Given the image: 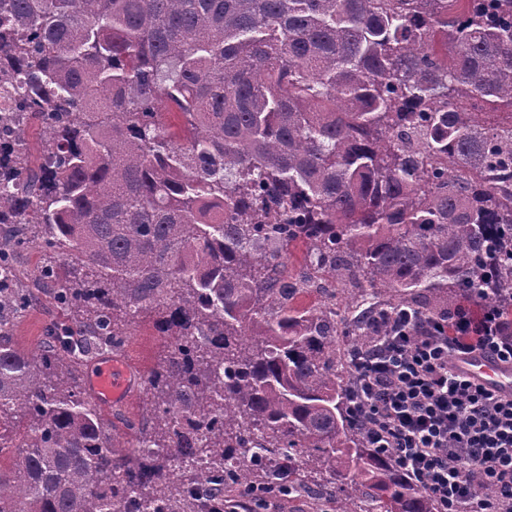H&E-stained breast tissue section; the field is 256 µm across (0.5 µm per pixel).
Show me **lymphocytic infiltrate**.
Instances as JSON below:
<instances>
[{
    "mask_svg": "<svg viewBox=\"0 0 512 512\" xmlns=\"http://www.w3.org/2000/svg\"><path fill=\"white\" fill-rule=\"evenodd\" d=\"M473 351L512 361V321L498 308L432 322L402 311L356 366L355 414L370 423L369 447L393 451L438 512H512V399L455 373L453 357ZM474 471L493 498L477 493Z\"/></svg>",
    "mask_w": 512,
    "mask_h": 512,
    "instance_id": "obj_1",
    "label": "lymphocytic infiltrate"
}]
</instances>
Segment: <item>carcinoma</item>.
<instances>
[{"label":"carcinoma","mask_w":512,"mask_h":512,"mask_svg":"<svg viewBox=\"0 0 512 512\" xmlns=\"http://www.w3.org/2000/svg\"><path fill=\"white\" fill-rule=\"evenodd\" d=\"M0 64L26 74L0 114V512L315 479L336 512H437L368 447L352 353L403 308L512 316V122L481 119L512 112V0H0ZM31 245L62 318L22 350ZM146 314L163 354L117 448L80 376Z\"/></svg>","instance_id":"carcinoma-1"}]
</instances>
